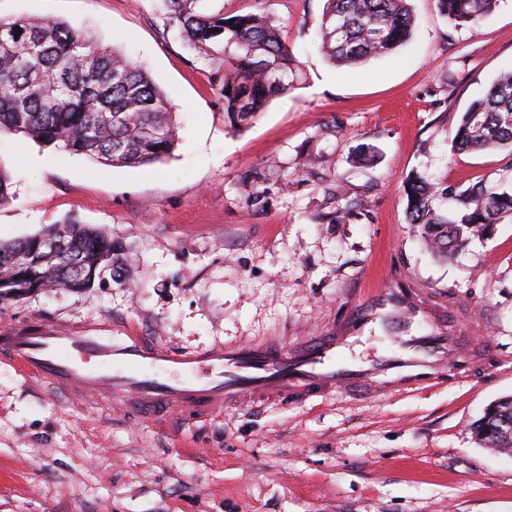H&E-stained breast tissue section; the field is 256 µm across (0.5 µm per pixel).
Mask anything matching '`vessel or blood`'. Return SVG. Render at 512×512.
Wrapping results in <instances>:
<instances>
[{"label": "vessel or blood", "mask_w": 512, "mask_h": 512, "mask_svg": "<svg viewBox=\"0 0 512 512\" xmlns=\"http://www.w3.org/2000/svg\"><path fill=\"white\" fill-rule=\"evenodd\" d=\"M413 288H384L356 301L353 312L329 332L293 346L275 342L224 344L196 353H174L111 322L69 327L35 319L0 327V358L73 398L94 394L124 400L139 420L173 413L205 417L225 402L250 398L303 399L361 389L402 390L451 370L444 339L429 333L405 340L409 323L439 324L444 310L424 303ZM386 324L402 354L383 355L374 367L344 361L342 354L366 329Z\"/></svg>", "instance_id": "1"}]
</instances>
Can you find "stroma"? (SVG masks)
I'll return each instance as SVG.
<instances>
[{"instance_id":"stroma-1","label":"stroma","mask_w":512,"mask_h":512,"mask_svg":"<svg viewBox=\"0 0 512 512\" xmlns=\"http://www.w3.org/2000/svg\"><path fill=\"white\" fill-rule=\"evenodd\" d=\"M204 6L264 10L298 68L294 88L241 129L224 119L223 63L165 30L158 0H0L1 17L62 21L127 54L164 92L178 136L163 162L112 167L0 135L13 193L0 242L67 221L102 227L125 268L107 288L0 301V326L131 322L178 353L290 345L391 286L444 305L442 331L487 362L409 392L134 421L0 360V512H512V453L472 432L512 395V221L441 261L408 223L403 193L416 172L512 189V150L454 148L470 103L512 68V0L474 30L454 27L434 0H410L411 39L343 67L319 49L325 0ZM364 145L375 157L361 164Z\"/></svg>"}]
</instances>
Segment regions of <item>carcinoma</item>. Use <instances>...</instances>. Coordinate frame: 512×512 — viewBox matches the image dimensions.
<instances>
[{
    "mask_svg": "<svg viewBox=\"0 0 512 512\" xmlns=\"http://www.w3.org/2000/svg\"><path fill=\"white\" fill-rule=\"evenodd\" d=\"M201 0H161L164 29L190 49L229 64L221 94L224 119L240 127L269 99L295 86L297 68L280 28L262 11L232 16L206 13ZM320 49L327 61L353 66L389 55L414 30L408 0H326ZM457 28H474L500 0H435ZM22 29L18 33L14 28ZM0 134H22L110 166L161 161L177 141L168 100L146 70L100 47L61 21L0 18ZM455 149L512 148V69L471 103L458 124ZM408 223L422 244L448 260L491 225L512 218V191L490 192L478 181L456 194L454 219L433 202L448 196L419 173L404 181ZM112 235L80 224L55 227L11 243L0 242V301L59 287L81 292L115 278ZM487 448L512 452V395L486 409L474 426Z\"/></svg>",
    "mask_w": 512,
    "mask_h": 512,
    "instance_id": "obj_1",
    "label": "carcinoma"
}]
</instances>
